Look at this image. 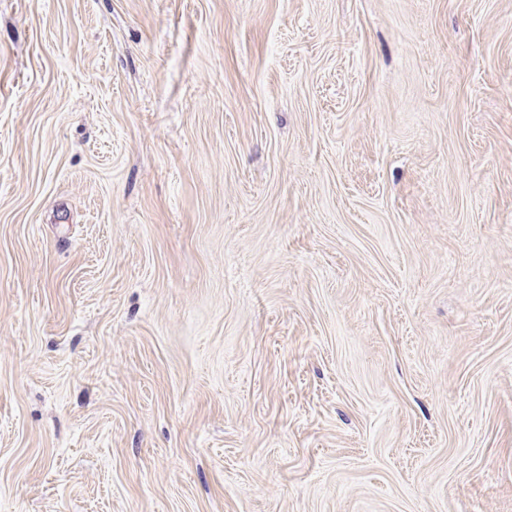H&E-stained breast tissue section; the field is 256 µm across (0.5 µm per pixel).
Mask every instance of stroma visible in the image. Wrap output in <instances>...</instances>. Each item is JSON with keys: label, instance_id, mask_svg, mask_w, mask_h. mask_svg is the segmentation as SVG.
Returning a JSON list of instances; mask_svg holds the SVG:
<instances>
[{"label": "stroma", "instance_id": "1", "mask_svg": "<svg viewBox=\"0 0 512 512\" xmlns=\"http://www.w3.org/2000/svg\"><path fill=\"white\" fill-rule=\"evenodd\" d=\"M0 512H512V0H0Z\"/></svg>", "mask_w": 512, "mask_h": 512}]
</instances>
